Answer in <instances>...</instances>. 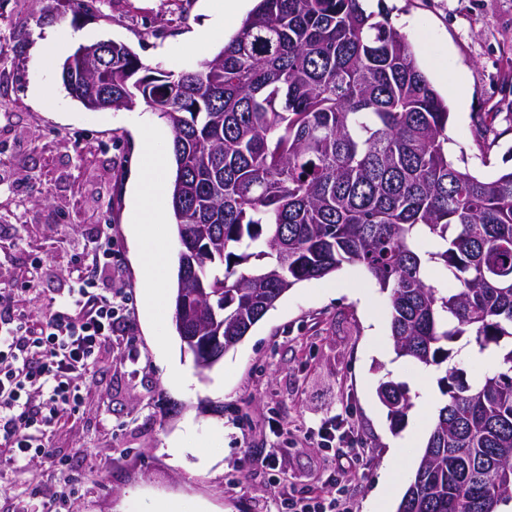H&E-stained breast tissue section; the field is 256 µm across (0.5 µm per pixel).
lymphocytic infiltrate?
I'll return each instance as SVG.
<instances>
[{"instance_id": "obj_1", "label": "lymphocytic infiltrate", "mask_w": 512, "mask_h": 512, "mask_svg": "<svg viewBox=\"0 0 512 512\" xmlns=\"http://www.w3.org/2000/svg\"><path fill=\"white\" fill-rule=\"evenodd\" d=\"M42 265L33 259L20 287L0 289V456L20 468L37 457L55 458L45 434L62 428L80 410L83 378L130 325L126 288L104 289L97 283L112 266L110 225L101 226L73 287L35 319L26 301ZM317 435L324 445H340L333 454L329 491L299 498L280 495L277 512H352L332 489L364 461L367 450L345 419L322 423Z\"/></svg>"}]
</instances>
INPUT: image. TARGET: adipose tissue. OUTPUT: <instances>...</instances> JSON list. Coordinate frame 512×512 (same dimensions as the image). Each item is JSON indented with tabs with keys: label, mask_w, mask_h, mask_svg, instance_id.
<instances>
[{
	"label": "adipose tissue",
	"mask_w": 512,
	"mask_h": 512,
	"mask_svg": "<svg viewBox=\"0 0 512 512\" xmlns=\"http://www.w3.org/2000/svg\"><path fill=\"white\" fill-rule=\"evenodd\" d=\"M167 155L155 142H147L139 159V178L134 190L138 222L132 227L143 278L147 282L145 311L151 321L168 314V242L164 234L150 232L153 224L163 223L165 212L160 201L166 192L164 171Z\"/></svg>",
	"instance_id": "obj_1"
}]
</instances>
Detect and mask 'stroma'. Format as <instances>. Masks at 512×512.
<instances>
[{
	"instance_id": "stroma-1",
	"label": "stroma",
	"mask_w": 512,
	"mask_h": 512,
	"mask_svg": "<svg viewBox=\"0 0 512 512\" xmlns=\"http://www.w3.org/2000/svg\"><path fill=\"white\" fill-rule=\"evenodd\" d=\"M420 68L448 99L449 157L482 177L512 169V0H385ZM209 31L207 45L194 37ZM233 36L216 0H101L74 12L64 0H8L0 10V288L14 287L32 257L43 273L28 309L39 316L71 287V272L101 224L133 301L126 346L104 351L83 383L85 404L49 433L56 456L16 470L0 463V512H43L48 489L78 491L70 512H144L154 497L180 498L186 512H266L280 482L301 496L324 485L332 454L305 432L337 414L359 430L369 461L354 466L342 494L372 512L393 431L377 388L390 379L412 398L420 365L397 357L386 293L358 267L291 288L209 371L199 372L171 324L145 316L146 284L131 237L132 193L146 128L172 132L144 104L92 111L64 89L60 66L79 46L125 43L141 60L178 72L212 59ZM139 355L131 363L129 354ZM180 367L191 379L171 377ZM214 462L173 460L169 438L185 421ZM397 472L406 489L422 446L404 442ZM281 449L269 469L267 449Z\"/></svg>"
}]
</instances>
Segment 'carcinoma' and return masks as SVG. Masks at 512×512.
Returning a JSON list of instances; mask_svg holds the SVG:
<instances>
[{
  "label": "carcinoma",
  "mask_w": 512,
  "mask_h": 512,
  "mask_svg": "<svg viewBox=\"0 0 512 512\" xmlns=\"http://www.w3.org/2000/svg\"><path fill=\"white\" fill-rule=\"evenodd\" d=\"M61 78L89 110L141 100L172 130V325L197 368L294 285L357 265L388 293L396 355L444 369L397 512L512 502V348L473 383L448 349L467 333L481 351L512 339V171L479 178L448 160V103L385 8L259 0L195 69L158 71L114 41L112 68L66 60ZM378 395L399 429L409 390L385 380Z\"/></svg>",
  "instance_id": "carcinoma-1"
}]
</instances>
